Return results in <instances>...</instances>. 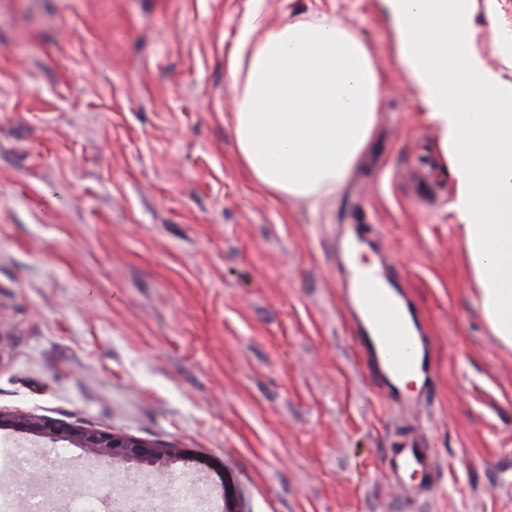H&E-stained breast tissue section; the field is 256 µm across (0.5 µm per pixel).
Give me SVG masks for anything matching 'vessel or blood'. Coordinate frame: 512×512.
<instances>
[{
    "instance_id": "1",
    "label": "vessel or blood",
    "mask_w": 512,
    "mask_h": 512,
    "mask_svg": "<svg viewBox=\"0 0 512 512\" xmlns=\"http://www.w3.org/2000/svg\"><path fill=\"white\" fill-rule=\"evenodd\" d=\"M336 240L338 282L353 345L367 375L392 408L403 416H414L430 402L436 381L423 313L406 281L382 268L362 272L354 267L356 252L370 244L360 225H340ZM410 375L419 378V390L409 388L406 378ZM437 463L438 455L423 433L412 430L392 442L384 471L407 499L417 500L426 489L409 483V475L435 477Z\"/></svg>"
}]
</instances>
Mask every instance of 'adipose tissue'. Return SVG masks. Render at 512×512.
I'll return each mask as SVG.
<instances>
[{
  "label": "adipose tissue",
  "mask_w": 512,
  "mask_h": 512,
  "mask_svg": "<svg viewBox=\"0 0 512 512\" xmlns=\"http://www.w3.org/2000/svg\"><path fill=\"white\" fill-rule=\"evenodd\" d=\"M398 60L458 190L467 262L494 336L512 347V84L472 48L474 0H384ZM462 65L449 70L448 54ZM236 161L287 203L319 207L369 151L383 78L343 21L253 14L227 61Z\"/></svg>",
  "instance_id": "obj_1"
}]
</instances>
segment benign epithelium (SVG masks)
<instances>
[{"mask_svg": "<svg viewBox=\"0 0 512 512\" xmlns=\"http://www.w3.org/2000/svg\"><path fill=\"white\" fill-rule=\"evenodd\" d=\"M9 427L51 441H67L93 454L120 458L134 463L165 464L181 455L177 448L149 444L125 433L75 427L65 421L16 412H0V428Z\"/></svg>", "mask_w": 512, "mask_h": 512, "instance_id": "7a95c632", "label": "benign epithelium"}]
</instances>
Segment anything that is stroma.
<instances>
[{
  "mask_svg": "<svg viewBox=\"0 0 512 512\" xmlns=\"http://www.w3.org/2000/svg\"><path fill=\"white\" fill-rule=\"evenodd\" d=\"M336 15L385 76L370 150L318 209L235 163L227 58L254 12ZM476 51L512 83V0H476ZM457 181L382 0H0V410L174 446L205 512H512V348L478 303ZM378 235L430 327L417 501L382 470L406 425L342 314L336 227ZM73 497L127 463L0 429V483L50 462Z\"/></svg>",
  "mask_w": 512,
  "mask_h": 512,
  "instance_id": "1",
  "label": "stroma"
}]
</instances>
